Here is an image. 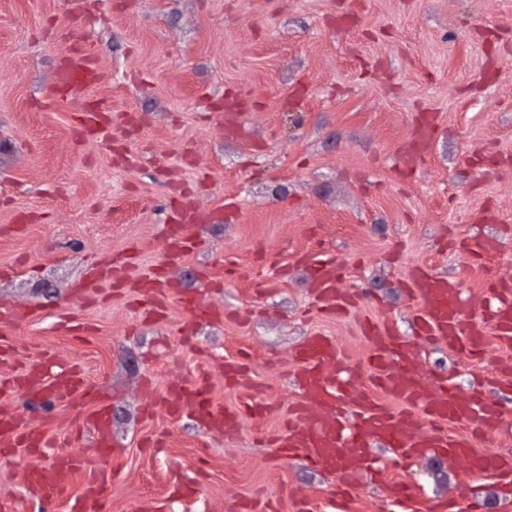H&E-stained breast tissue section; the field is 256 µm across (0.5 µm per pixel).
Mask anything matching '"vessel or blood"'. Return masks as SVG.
I'll return each mask as SVG.
<instances>
[{
  "instance_id": "obj_1",
  "label": "vessel or blood",
  "mask_w": 512,
  "mask_h": 512,
  "mask_svg": "<svg viewBox=\"0 0 512 512\" xmlns=\"http://www.w3.org/2000/svg\"><path fill=\"white\" fill-rule=\"evenodd\" d=\"M65 78L79 74L88 82L99 78L96 56L86 46L72 50L61 68ZM434 138L432 125L422 124L415 130L414 147L401 153L406 167H417L422 152ZM209 213L190 206H181L173 224L167 230L172 249L166 257L168 264H176L181 255L195 245L189 234L191 227L210 222ZM314 274L318 299L326 309H343L344 299L336 294L337 270L331 259L309 258ZM411 295L418 306L417 320L425 336L445 343L449 349L480 356L486 350V331L478 314L465 310L462 290L457 281L448 280L421 270L411 278ZM145 315L151 316L165 309L173 288L171 282L158 279L138 281ZM492 325L499 341L512 345V286L505 284L494 289L490 306ZM369 341L374 347L370 366L376 389L386 396L378 401L372 394L353 387L349 377L336 368V345L332 338L314 334L299 350L301 367L297 375L300 399L292 414L294 419L271 439V446L282 459L303 457L315 469L335 476L334 492L339 498L351 495L361 479L372 470L371 450L375 443L391 448L399 461L419 458L431 452H443L455 457L464 455L470 460V469L477 475H493L503 488H512V456L486 455L475 451L474 441L465 435L449 434L446 425L451 420H474L487 429L506 433L500 406L482 395L471 399L458 398L447 380L430 384L423 380L416 366L420 353L417 346L389 331L371 328ZM28 392L52 404L65 403L76 408L94 402L95 394L86 385L81 372L73 371L63 377L49 376L43 363L30 362L13 384L0 382V391L10 388ZM353 400L356 416L344 421L337 416V406L344 400ZM398 403L416 411L426 419L425 427L402 430L391 403ZM167 410L178 415L191 411L210 431L227 436L237 430L236 410L216 406L206 380L174 389L167 402ZM97 447H113L112 426L105 406H98L89 416ZM50 440L45 432L27 426L17 408L0 404V446L24 447L34 455H42ZM78 458L57 455L52 464L31 470L26 481L28 488L41 506H55L59 472L78 466ZM110 477L98 466L86 468L83 492L73 498L68 512H97L99 496Z\"/></svg>"
}]
</instances>
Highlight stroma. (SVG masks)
<instances>
[{
	"label": "stroma",
	"mask_w": 512,
	"mask_h": 512,
	"mask_svg": "<svg viewBox=\"0 0 512 512\" xmlns=\"http://www.w3.org/2000/svg\"><path fill=\"white\" fill-rule=\"evenodd\" d=\"M82 44L103 78L69 92L55 72ZM228 99L243 106L242 136L224 134ZM85 105L109 119L106 140L77 129ZM423 118L435 136L407 171L399 154ZM178 194L212 220L169 271L164 319L142 321L109 288L82 303L89 264L125 258L135 278L164 260ZM485 240L497 249L480 251ZM309 253L342 267L348 312L315 309ZM417 268L459 281L473 310L512 281V0H0V309L30 314L0 340L23 362L51 351V372L78 367L99 390L118 443L108 455L67 406L40 427L48 456L111 470L102 512H232L255 496L336 512L328 475L260 438L297 400L306 336H331L365 385L367 325L413 338ZM185 296L223 319L185 334ZM418 346L423 378L464 399L481 391L512 422V381L493 377L512 350L489 339L479 362ZM242 351L264 414L225 437L166 412L173 385L203 377L220 406L247 402L250 389L224 381ZM374 456L350 512H436L446 495L500 512L495 479L467 458ZM40 463L23 448L0 459V512H38L25 483ZM401 481L408 497L390 505Z\"/></svg>",
	"instance_id": "1"
}]
</instances>
